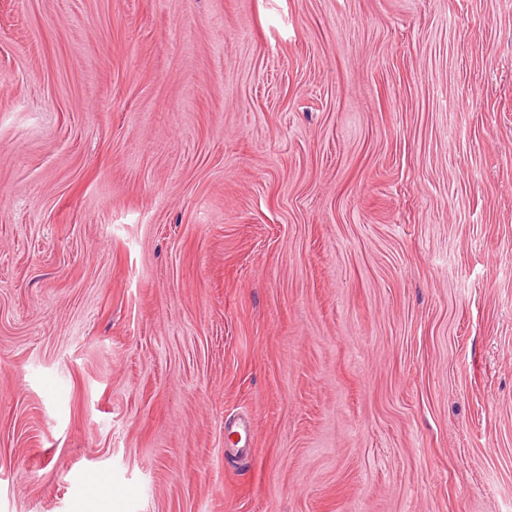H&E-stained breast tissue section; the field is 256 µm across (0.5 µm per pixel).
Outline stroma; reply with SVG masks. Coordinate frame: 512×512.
<instances>
[{
    "label": "stroma",
    "instance_id": "1",
    "mask_svg": "<svg viewBox=\"0 0 512 512\" xmlns=\"http://www.w3.org/2000/svg\"><path fill=\"white\" fill-rule=\"evenodd\" d=\"M512 512V0H0V512ZM87 500L96 510L86 512H112V487H95L92 476L87 479Z\"/></svg>",
    "mask_w": 512,
    "mask_h": 512
}]
</instances>
